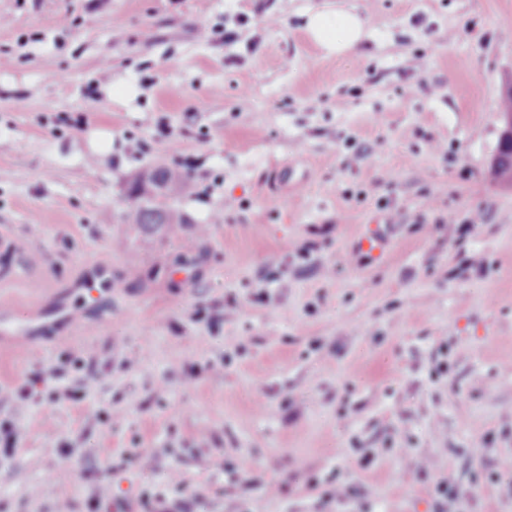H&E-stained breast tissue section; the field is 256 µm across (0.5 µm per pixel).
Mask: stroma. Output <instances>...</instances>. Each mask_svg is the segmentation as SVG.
Wrapping results in <instances>:
<instances>
[{
    "label": "stroma",
    "instance_id": "stroma-1",
    "mask_svg": "<svg viewBox=\"0 0 512 512\" xmlns=\"http://www.w3.org/2000/svg\"><path fill=\"white\" fill-rule=\"evenodd\" d=\"M309 7L368 35L327 52ZM511 84L512 0H0V307L35 338L0 344V391L29 392L0 512H90L103 479L108 512H438V480L512 512ZM186 158L193 222L144 244L124 186Z\"/></svg>",
    "mask_w": 512,
    "mask_h": 512
}]
</instances>
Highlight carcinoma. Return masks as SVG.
<instances>
[{
	"instance_id": "carcinoma-1",
	"label": "carcinoma",
	"mask_w": 512,
	"mask_h": 512,
	"mask_svg": "<svg viewBox=\"0 0 512 512\" xmlns=\"http://www.w3.org/2000/svg\"><path fill=\"white\" fill-rule=\"evenodd\" d=\"M190 174L183 169L159 165L137 174L131 183L141 188L137 194L124 190L125 207L119 215L124 224H135L145 232H161L177 236L183 225L193 220L177 205V199ZM160 185L165 193L156 195L151 191Z\"/></svg>"
}]
</instances>
